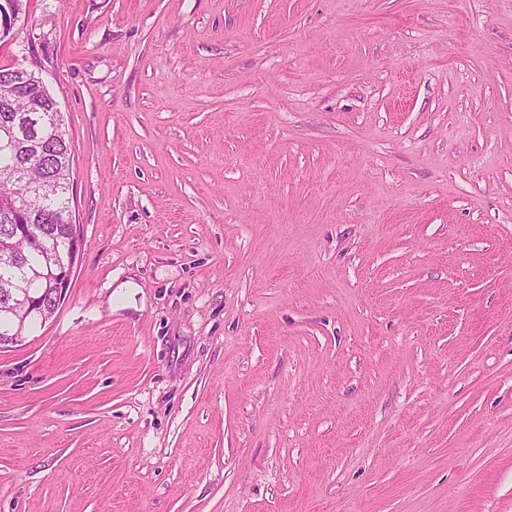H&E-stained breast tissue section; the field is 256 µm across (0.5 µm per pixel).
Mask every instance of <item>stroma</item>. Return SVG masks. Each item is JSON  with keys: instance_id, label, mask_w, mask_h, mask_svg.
Here are the masks:
<instances>
[{"instance_id": "1", "label": "stroma", "mask_w": 512, "mask_h": 512, "mask_svg": "<svg viewBox=\"0 0 512 512\" xmlns=\"http://www.w3.org/2000/svg\"><path fill=\"white\" fill-rule=\"evenodd\" d=\"M82 247L0 348V512H512V0H27Z\"/></svg>"}]
</instances>
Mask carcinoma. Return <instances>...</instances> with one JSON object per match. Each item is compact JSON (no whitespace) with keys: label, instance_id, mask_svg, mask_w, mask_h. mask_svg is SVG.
Wrapping results in <instances>:
<instances>
[{"label":"carcinoma","instance_id":"carcinoma-1","mask_svg":"<svg viewBox=\"0 0 512 512\" xmlns=\"http://www.w3.org/2000/svg\"><path fill=\"white\" fill-rule=\"evenodd\" d=\"M38 93L35 84L0 67V96L9 95L15 107L32 106ZM71 163L72 145L62 122L54 133L45 122L32 125L22 131L16 148L0 151V168L22 167L43 194L31 212L21 209L23 186L0 187V346L57 309L54 283L67 265ZM25 295L35 300L40 314L30 316L26 307L15 304Z\"/></svg>","mask_w":512,"mask_h":512}]
</instances>
